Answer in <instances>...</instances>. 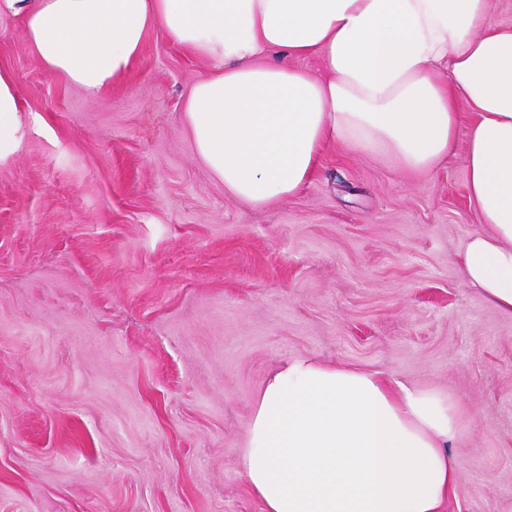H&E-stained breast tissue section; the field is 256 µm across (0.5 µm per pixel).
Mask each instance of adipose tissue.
Masks as SVG:
<instances>
[{
  "label": "adipose tissue",
  "instance_id": "1",
  "mask_svg": "<svg viewBox=\"0 0 512 512\" xmlns=\"http://www.w3.org/2000/svg\"><path fill=\"white\" fill-rule=\"evenodd\" d=\"M43 67L91 93L118 81L150 31L210 62L185 117L232 196H296L331 141L433 168L466 137L480 230L459 251L468 287L512 318V25L489 0H0ZM315 58L321 74L298 67ZM473 114L462 125L460 107ZM0 70V159L20 143ZM459 403L297 356L257 395L240 450L264 512H445L459 471Z\"/></svg>",
  "mask_w": 512,
  "mask_h": 512
}]
</instances>
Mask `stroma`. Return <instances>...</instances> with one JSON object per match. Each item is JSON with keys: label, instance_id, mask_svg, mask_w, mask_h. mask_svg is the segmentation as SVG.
<instances>
[{"label": "stroma", "instance_id": "obj_1", "mask_svg": "<svg viewBox=\"0 0 512 512\" xmlns=\"http://www.w3.org/2000/svg\"><path fill=\"white\" fill-rule=\"evenodd\" d=\"M21 101L0 160V512H263L255 398L310 355L462 401L449 512H512V318L468 288L465 140L412 173L327 144L253 205L184 118L205 60L150 32L94 95L0 13Z\"/></svg>", "mask_w": 512, "mask_h": 512}]
</instances>
